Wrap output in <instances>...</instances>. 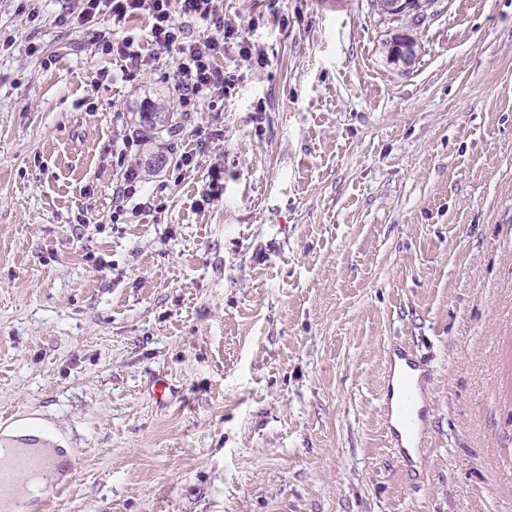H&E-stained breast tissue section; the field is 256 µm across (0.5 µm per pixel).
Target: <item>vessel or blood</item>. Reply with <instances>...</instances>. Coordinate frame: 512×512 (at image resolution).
Returning <instances> with one entry per match:
<instances>
[{"label": "vessel or blood", "mask_w": 512, "mask_h": 512, "mask_svg": "<svg viewBox=\"0 0 512 512\" xmlns=\"http://www.w3.org/2000/svg\"><path fill=\"white\" fill-rule=\"evenodd\" d=\"M425 371L407 351H394L388 361L382 415L401 457L421 448L420 428L427 404L422 397ZM51 433L36 441L0 434V512H24L29 503L45 507L66 487L63 466Z\"/></svg>", "instance_id": "vessel-or-blood-1"}]
</instances>
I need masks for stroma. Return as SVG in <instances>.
<instances>
[{
  "instance_id": "1",
  "label": "stroma",
  "mask_w": 512,
  "mask_h": 512,
  "mask_svg": "<svg viewBox=\"0 0 512 512\" xmlns=\"http://www.w3.org/2000/svg\"><path fill=\"white\" fill-rule=\"evenodd\" d=\"M26 2L0 0V411L76 451L46 512H512V0H223L266 64L227 49L234 89L171 136L138 114L177 111L172 56L126 77ZM398 347L432 368L414 465ZM139 182L140 179L138 178L136 170L128 168L125 172L123 183L113 192L115 212H122L127 209V204L132 201L139 192L137 186ZM405 362L408 369L401 367ZM425 370L420 363L408 354L406 350L394 351L388 361L385 391L382 395V415L391 437L395 441L394 448L406 461L411 462L409 450L422 446L419 426L425 423L427 404L422 397ZM393 386L397 389L396 399H393ZM411 438L410 446L402 443V437Z\"/></svg>"
}]
</instances>
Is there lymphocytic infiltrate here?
Returning <instances> with one entry per match:
<instances>
[{"label": "lymphocytic infiltrate", "mask_w": 512, "mask_h": 512, "mask_svg": "<svg viewBox=\"0 0 512 512\" xmlns=\"http://www.w3.org/2000/svg\"><path fill=\"white\" fill-rule=\"evenodd\" d=\"M142 11L151 18L147 31L118 37L104 27L97 30L95 45L101 53L128 61L136 69L150 63L142 53L144 46L172 53L175 66L170 80L182 112L198 111L210 94L228 88L230 78L218 64L227 43L236 42L243 61L259 66L266 62L259 46L237 39V30L225 22L218 0H75L74 9L60 14L58 20L80 28L107 14L121 21ZM188 18L203 23L208 35L190 34L184 24Z\"/></svg>", "instance_id": "obj_1"}]
</instances>
